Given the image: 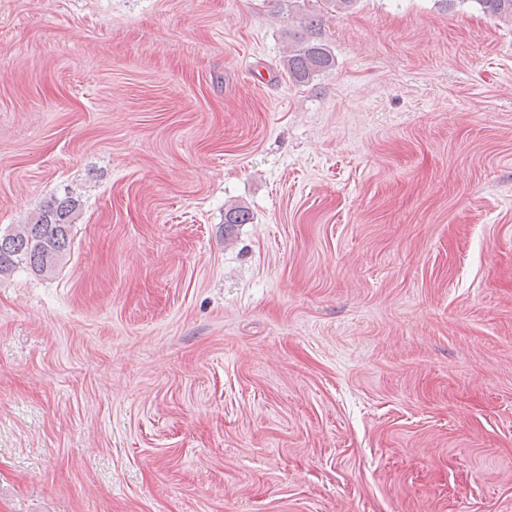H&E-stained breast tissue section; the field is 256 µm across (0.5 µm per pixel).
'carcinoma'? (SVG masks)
Returning a JSON list of instances; mask_svg holds the SVG:
<instances>
[{
	"label": "carcinoma",
	"instance_id": "obj_1",
	"mask_svg": "<svg viewBox=\"0 0 512 512\" xmlns=\"http://www.w3.org/2000/svg\"><path fill=\"white\" fill-rule=\"evenodd\" d=\"M322 3L333 12L351 9L357 0H286L288 14L299 16L300 29H288V54L281 65L288 79L308 83L335 65L329 46L320 38L321 11L306 8L309 2ZM479 10L498 22L512 24V0H472ZM80 200L71 191L49 200L32 224H16L0 234V275L22 265L34 273L53 275L69 252L72 226ZM227 224H245L250 214L243 206L232 205L224 215Z\"/></svg>",
	"mask_w": 512,
	"mask_h": 512
}]
</instances>
